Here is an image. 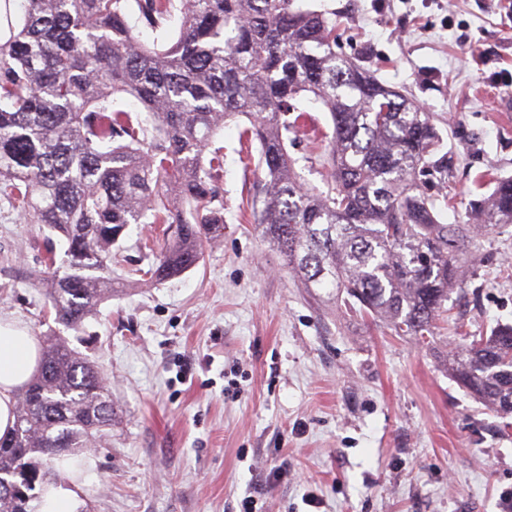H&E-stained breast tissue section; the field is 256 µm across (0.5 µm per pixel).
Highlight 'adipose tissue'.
<instances>
[{"label":"adipose tissue","mask_w":512,"mask_h":512,"mask_svg":"<svg viewBox=\"0 0 512 512\" xmlns=\"http://www.w3.org/2000/svg\"><path fill=\"white\" fill-rule=\"evenodd\" d=\"M41 349L31 334L0 318V437L11 432L19 392L40 367Z\"/></svg>","instance_id":"adipose-tissue-1"}]
</instances>
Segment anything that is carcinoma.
<instances>
[{"label": "carcinoma", "mask_w": 512, "mask_h": 512, "mask_svg": "<svg viewBox=\"0 0 512 512\" xmlns=\"http://www.w3.org/2000/svg\"><path fill=\"white\" fill-rule=\"evenodd\" d=\"M13 0L0 4V192L62 236L64 271L41 285L54 321L78 330L112 294V246L131 224H167L148 270L177 276L224 230L217 180L224 122L248 120L246 154L265 174L256 228L305 288L396 336L434 340L462 292L460 258L480 231L512 224V177L495 184L480 224H442L417 183L440 137L429 113L336 54L334 27L295 0ZM329 112L327 191L304 186L288 134L309 121L301 96ZM145 115H132L129 100ZM448 370L473 398L512 415V326L466 336ZM117 407L97 366L60 336L0 437V512H36L39 459L87 450Z\"/></svg>", "instance_id": "cac0c4a2"}]
</instances>
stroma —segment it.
<instances>
[{
    "label": "stroma",
    "mask_w": 512,
    "mask_h": 512,
    "mask_svg": "<svg viewBox=\"0 0 512 512\" xmlns=\"http://www.w3.org/2000/svg\"><path fill=\"white\" fill-rule=\"evenodd\" d=\"M335 20L336 52L429 112L446 180L444 224H467L480 175L512 176V0H295ZM311 119L288 152L324 188L332 124ZM227 121L224 230L197 266L156 282L167 238L130 225L108 265L115 286L71 347L99 367L118 408L67 485L83 512H512V432L448 372L458 334L512 325V224L479 233L461 259L465 297L431 345L393 335L302 288L246 223L259 175ZM46 231L0 196V316L43 339L57 325L39 280Z\"/></svg>",
    "instance_id": "stroma-1"
}]
</instances>
